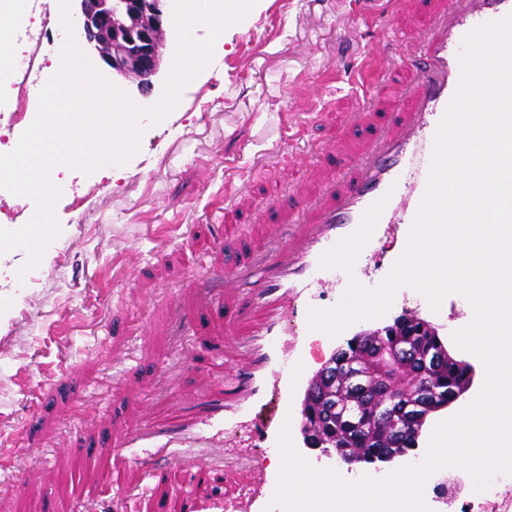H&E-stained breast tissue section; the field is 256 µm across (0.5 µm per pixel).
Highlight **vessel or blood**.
Wrapping results in <instances>:
<instances>
[{"label": "vessel or blood", "mask_w": 512, "mask_h": 512, "mask_svg": "<svg viewBox=\"0 0 512 512\" xmlns=\"http://www.w3.org/2000/svg\"><path fill=\"white\" fill-rule=\"evenodd\" d=\"M511 14L512 0H448L437 8L419 48L399 64L382 65L375 84L379 92L393 91L396 68L415 70L417 80L405 93L407 106L390 116L368 152L340 174L313 223L299 226L262 266L225 274L231 325L263 318L248 342L249 370L225 382L231 403L219 398L192 404L180 429L136 434L118 443L119 452L144 474H152L160 461L219 447L229 429L277 448L283 425L296 420V399L305 386L307 347L299 330L307 326L310 309L319 306L315 292L329 285L345 288L350 281L338 269L321 267L323 254L354 233L380 201L384 207L359 255H375L382 242L391 241L384 268L393 269L427 190L435 135L461 79L463 41L475 28ZM277 484L274 474L252 477L247 493L225 502V512H267Z\"/></svg>", "instance_id": "obj_1"}]
</instances>
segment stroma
<instances>
[{"label":"stroma","instance_id":"1","mask_svg":"<svg viewBox=\"0 0 512 512\" xmlns=\"http://www.w3.org/2000/svg\"><path fill=\"white\" fill-rule=\"evenodd\" d=\"M435 0H258L214 45L211 62L183 88L179 109L147 126L117 168L55 167L62 232L51 260L16 287L25 250L0 256V512H172L191 492L199 512L238 496L246 474L211 493L223 461L271 449L226 439L195 464L141 471L106 449L134 429L181 420L194 398L224 389V298L210 274L241 251L253 262L277 248L268 232L276 201L315 195L324 176L363 152L388 100L368 104L365 72L419 41ZM236 198L224 206L225 194ZM461 294L431 317L450 352L483 364L453 335L471 316ZM417 445L396 465L347 467L320 450L297 451L349 482L418 463ZM422 496L430 512H466L481 494L463 475L453 500Z\"/></svg>","mask_w":512,"mask_h":512}]
</instances>
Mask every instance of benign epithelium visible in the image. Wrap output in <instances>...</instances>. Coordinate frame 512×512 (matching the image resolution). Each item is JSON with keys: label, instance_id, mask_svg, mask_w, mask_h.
<instances>
[{"label": "benign epithelium", "instance_id": "obj_1", "mask_svg": "<svg viewBox=\"0 0 512 512\" xmlns=\"http://www.w3.org/2000/svg\"><path fill=\"white\" fill-rule=\"evenodd\" d=\"M77 15L83 29L84 45L98 56L112 74L150 83L160 67L164 48V0H77ZM396 321L371 333L361 346L353 345L331 357L322 366L309 392V403L323 414L336 412L344 401L333 395L332 384L339 376L349 379L355 397H370L371 414L362 422L343 412L353 431L337 432L364 447L354 454H341L347 465L372 460L392 463L400 459L409 429L395 421L392 412L401 408L423 410L432 407L438 387L434 379L445 363V351L416 354L400 333Z\"/></svg>", "mask_w": 512, "mask_h": 512}]
</instances>
